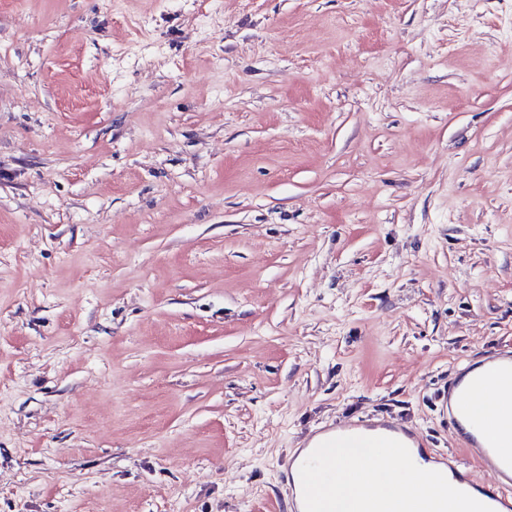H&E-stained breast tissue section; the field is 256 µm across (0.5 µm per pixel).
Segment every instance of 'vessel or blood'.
<instances>
[{"label": "vessel or blood", "mask_w": 512, "mask_h": 512, "mask_svg": "<svg viewBox=\"0 0 512 512\" xmlns=\"http://www.w3.org/2000/svg\"><path fill=\"white\" fill-rule=\"evenodd\" d=\"M441 401L449 427L463 435L467 450L483 458L495 480L494 485L483 489L484 504L493 512H512V349L488 354L482 370L461 369L442 393ZM479 402L496 413L497 433H488L481 426L465 431L464 425Z\"/></svg>", "instance_id": "obj_1"}]
</instances>
